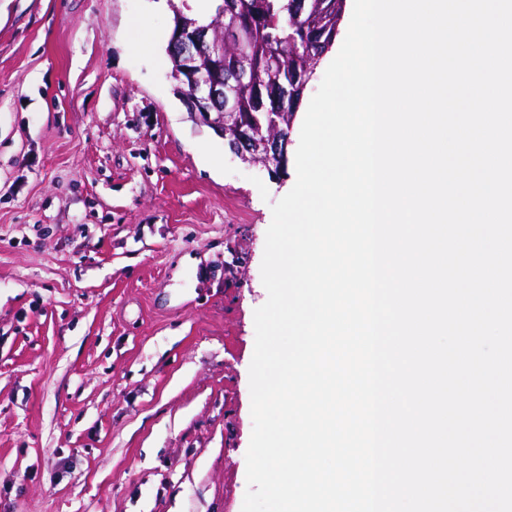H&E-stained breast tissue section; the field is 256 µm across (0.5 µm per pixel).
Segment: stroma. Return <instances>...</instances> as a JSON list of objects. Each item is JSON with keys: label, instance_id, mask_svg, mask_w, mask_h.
Masks as SVG:
<instances>
[{"label": "stroma", "instance_id": "stroma-1", "mask_svg": "<svg viewBox=\"0 0 512 512\" xmlns=\"http://www.w3.org/2000/svg\"><path fill=\"white\" fill-rule=\"evenodd\" d=\"M165 0H0V512H242L271 206Z\"/></svg>", "mask_w": 512, "mask_h": 512}]
</instances>
